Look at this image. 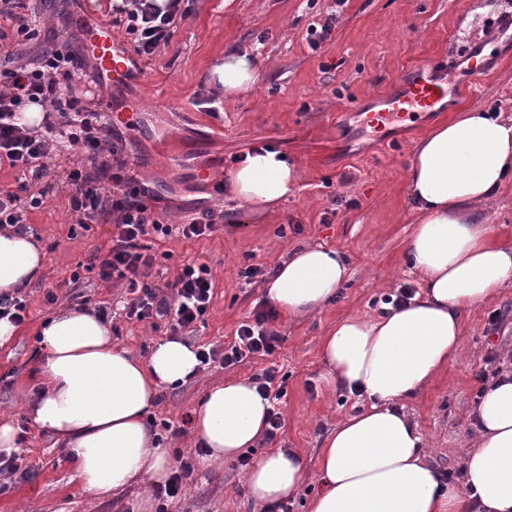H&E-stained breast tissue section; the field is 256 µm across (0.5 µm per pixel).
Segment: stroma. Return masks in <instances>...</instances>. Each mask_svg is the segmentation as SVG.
<instances>
[{"mask_svg": "<svg viewBox=\"0 0 512 512\" xmlns=\"http://www.w3.org/2000/svg\"><path fill=\"white\" fill-rule=\"evenodd\" d=\"M186 19L178 20L170 44L143 59L145 85L102 87L98 103L132 109L139 128L128 150L138 176L157 186L162 203L155 209L168 223L200 216L203 209L227 207L216 174L197 181L198 168L211 156L233 167L248 151L269 144L293 162L295 193L268 216L244 217L209 237L195 240L148 238L155 253H170L162 268L173 279L183 260L206 263L213 275L214 299L203 324L188 340L200 346L230 343L239 324L265 302L263 279L247 284L242 268L274 270L292 247L321 245L345 253L349 275L324 309L310 317H278L285 336L273 356L235 368L198 371L184 385L162 389L151 420L169 421L163 443L173 456H192L197 443L189 420L205 392L224 380L251 377L273 366L285 374L279 403L283 428L274 444L247 449L257 458L269 447L296 449L306 481L293 496V512H309L319 488L317 451L337 421L366 406L365 399L332 392L321 339L328 327L349 316L374 318L373 302L401 285H417L406 254L416 215L405 191V171L415 145L457 113L488 105L512 111V0H188ZM336 24L326 41L311 48L309 28L328 14ZM232 49L250 50L262 63L255 90L225 101L223 89L209 81L214 65ZM481 61L484 79L471 85L468 67ZM438 64L450 93L441 109L402 118L385 135L366 126L399 75L419 64ZM27 228L45 257L44 271L24 291L28 317L15 340L0 348V412L18 430V465L25 480L0 493V512H132L143 494L133 485L100 497L85 490L74 464L38 428L26 409L31 378L41 346L39 323L74 302L49 289L69 279L78 261L106 246L108 224L78 225L64 190L55 189L28 213ZM89 307L110 306L112 342L140 356L167 337L165 329L136 322L123 311L122 284L88 275L81 287ZM499 330L486 337L489 315ZM462 361L449 365L406 410L431 444L437 469L460 468L474 434L471 410L480 383L477 374L488 345L512 351V284L471 309L461 337ZM237 460L209 467L196 461L194 472L169 512H268L241 485Z\"/></svg>", "mask_w": 512, "mask_h": 512, "instance_id": "1", "label": "stroma"}]
</instances>
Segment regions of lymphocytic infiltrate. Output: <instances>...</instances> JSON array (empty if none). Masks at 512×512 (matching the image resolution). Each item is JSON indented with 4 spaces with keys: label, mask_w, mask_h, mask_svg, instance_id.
<instances>
[{
    "label": "lymphocytic infiltrate",
    "mask_w": 512,
    "mask_h": 512,
    "mask_svg": "<svg viewBox=\"0 0 512 512\" xmlns=\"http://www.w3.org/2000/svg\"><path fill=\"white\" fill-rule=\"evenodd\" d=\"M127 2L124 17L115 24L135 43L138 55L152 56L169 44L175 18L153 0ZM84 80V67L69 39L52 45L38 59L16 58L9 67L0 68V160H7L22 187L31 191L24 200L0 188V231L25 227L28 210L41 206L49 192L41 181L54 151L59 144L69 143L80 151L64 171L69 208L79 224L105 222L112 225L113 232L106 247L80 262L78 272L66 280V288H80L84 271L103 282H122L130 297L128 318L153 326L165 322L173 336L194 332L213 301L209 266L185 262L173 280L160 281L157 257L146 252L143 240L151 235L186 240L206 237L215 232L217 218L207 210L188 223L167 224L155 215L151 202L156 195L138 178L125 155L121 132L101 111L83 105L77 85ZM27 102L53 113L41 135H32L17 123V112ZM276 319L275 308L261 304L252 319L238 326L230 344L221 349L198 347L201 367L216 364L230 369L273 355L285 341L274 327Z\"/></svg>",
    "instance_id": "1"
}]
</instances>
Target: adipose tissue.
Segmentation results:
<instances>
[{"label":"adipose tissue","instance_id":"adipose-tissue-1","mask_svg":"<svg viewBox=\"0 0 512 512\" xmlns=\"http://www.w3.org/2000/svg\"><path fill=\"white\" fill-rule=\"evenodd\" d=\"M260 70L253 54L238 50L225 54L211 75L230 100L252 91ZM511 178L512 117L499 109L461 113L418 143L406 171V192L418 212L406 250L423 289L401 309L344 319L323 336L326 383L367 406L325 438L310 512H471L476 502L484 512H512V373L490 382L479 399L465 480L446 491L402 407L460 360L466 313L512 283V247L494 241L483 215ZM295 182L293 165L275 149H253L224 173L227 196L252 215L287 200ZM41 270L32 234H0V291L27 288ZM347 277L339 251L295 247L278 264L266 296L290 316H309ZM40 336L39 382L28 409L64 448L87 490L106 496L164 481L171 460L156 444L147 413L159 387L194 376V347L165 340L148 357L133 355L114 347L108 325L86 309L54 315ZM270 408L249 379L207 391L192 418L205 463L223 465L262 442ZM304 479L302 456L275 448L254 461L245 488L255 502L274 505L296 495Z\"/></svg>","mask_w":512,"mask_h":512}]
</instances>
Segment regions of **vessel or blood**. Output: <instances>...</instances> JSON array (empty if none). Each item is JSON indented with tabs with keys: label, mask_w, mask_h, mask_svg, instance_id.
<instances>
[{
	"label": "vessel or blood",
	"mask_w": 512,
	"mask_h": 512,
	"mask_svg": "<svg viewBox=\"0 0 512 512\" xmlns=\"http://www.w3.org/2000/svg\"><path fill=\"white\" fill-rule=\"evenodd\" d=\"M84 46L95 62L99 81L121 85L134 78L135 58L110 26L101 22L89 25L85 30ZM401 79L403 93L387 98L384 109L371 113L373 128L384 129L387 124L410 113L437 111L448 96L447 84L440 81L429 66H414L405 71Z\"/></svg>",
	"instance_id": "1"
}]
</instances>
